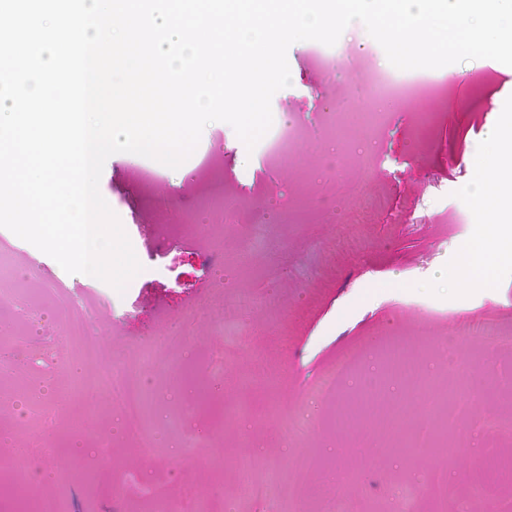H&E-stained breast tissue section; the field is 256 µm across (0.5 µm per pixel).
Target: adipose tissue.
<instances>
[{
    "label": "adipose tissue",
    "instance_id": "1",
    "mask_svg": "<svg viewBox=\"0 0 512 512\" xmlns=\"http://www.w3.org/2000/svg\"><path fill=\"white\" fill-rule=\"evenodd\" d=\"M512 266V238L501 236L496 226L480 222L465 242L458 274L472 285L492 290L500 267Z\"/></svg>",
    "mask_w": 512,
    "mask_h": 512
}]
</instances>
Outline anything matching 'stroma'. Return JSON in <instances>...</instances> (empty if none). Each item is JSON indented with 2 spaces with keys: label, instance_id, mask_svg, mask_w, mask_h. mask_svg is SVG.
<instances>
[{
  "label": "stroma",
  "instance_id": "35a3bbf8",
  "mask_svg": "<svg viewBox=\"0 0 512 512\" xmlns=\"http://www.w3.org/2000/svg\"><path fill=\"white\" fill-rule=\"evenodd\" d=\"M339 42L348 60L332 73L318 68L311 42L287 52L291 84L273 95L271 109L274 124L308 131L291 159L270 161L259 146L241 154L229 126L204 129L191 157L149 184L121 155L107 159L100 192L142 266L124 291L65 272L0 228V290L20 294L17 307L0 311V512H37L46 499L59 512H152L159 501L166 512H182L187 483L222 512H266L248 496L247 473L270 463L282 469L284 495L299 512H324L337 500L351 512L378 503L392 512L396 487L434 477L449 482L456 500L480 485L512 486V439L478 429L512 404L497 387L512 375V352L454 340L466 319L512 325V267L501 269L490 292L443 278L477 225L476 205L465 197L472 160L489 134H512V67L445 66V89L421 103L433 115L422 127L420 108L376 102L357 88L355 71L374 43L364 26L349 24ZM331 109L339 115L332 134L320 128ZM368 112L382 113L381 126L354 137ZM367 169L369 195L388 205L350 226L353 204L340 185ZM220 190L249 202L246 222L199 223ZM252 222L267 226L263 246L248 238ZM243 291L259 298L251 310L231 302ZM215 305L240 338L220 370L212 320L202 314ZM433 309L439 317H430ZM75 318L86 319L84 335L67 332ZM176 325L184 341L166 345ZM90 344L146 396L153 455L118 429L120 416L83 355ZM350 350L355 368L333 397L318 398L321 372ZM391 350L424 371L450 356L467 360V386L480 398L454 428L461 445L453 455L429 448L409 462L387 452L383 424H360L348 411L352 401L391 408L401 425L415 427L420 399L406 401L401 386L381 379L379 358ZM44 408L55 411L52 426L40 418ZM359 441L377 447L362 464L346 450ZM37 442L53 445L55 456L19 455ZM352 467L357 483L335 482L327 499L310 497L314 485ZM41 469L53 479L19 500L15 478Z\"/></svg>",
  "mask_w": 512,
  "mask_h": 512
}]
</instances>
